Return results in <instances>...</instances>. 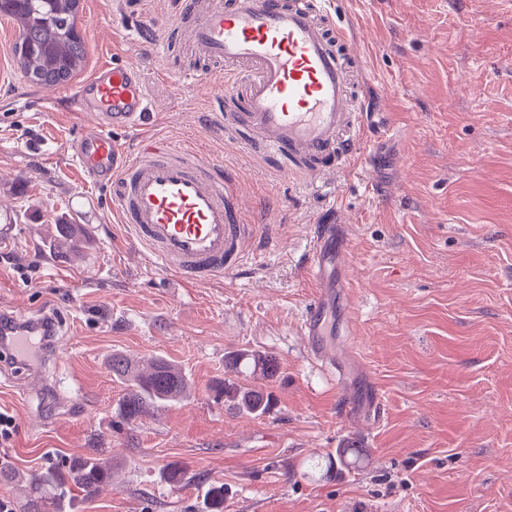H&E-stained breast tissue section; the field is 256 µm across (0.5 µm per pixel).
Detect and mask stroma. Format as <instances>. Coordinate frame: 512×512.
Returning <instances> with one entry per match:
<instances>
[{"instance_id": "obj_1", "label": "stroma", "mask_w": 512, "mask_h": 512, "mask_svg": "<svg viewBox=\"0 0 512 512\" xmlns=\"http://www.w3.org/2000/svg\"><path fill=\"white\" fill-rule=\"evenodd\" d=\"M178 8L81 0L86 66L50 106L15 66L17 30L0 18V313H53L65 350L0 364V409L17 424L0 445V497L22 512L16 475L103 448L118 476L76 512H203L215 484L224 512H512V0H331L358 39L371 114L356 136L364 152L316 179L231 123L243 104L221 102L223 64L180 41L156 55L151 37ZM108 60L141 71L159 118L121 132L130 150L181 145L235 177L247 227L238 270L173 281L117 224L111 189L77 171L90 115L76 90ZM56 224L84 225L82 260L49 249ZM319 224L343 225L349 243L326 339L339 381L300 334ZM237 350L280 363L264 415L217 397ZM115 351L171 361L192 395L126 420ZM71 390L78 399L62 403ZM350 441L362 463L328 472ZM173 465L188 471L177 485L162 477Z\"/></svg>"}]
</instances>
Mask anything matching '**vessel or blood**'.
I'll use <instances>...</instances> for the list:
<instances>
[{
    "label": "vessel or blood",
    "instance_id": "obj_1",
    "mask_svg": "<svg viewBox=\"0 0 512 512\" xmlns=\"http://www.w3.org/2000/svg\"><path fill=\"white\" fill-rule=\"evenodd\" d=\"M329 0H184L154 39L167 54L172 34L186 36L203 60L233 67L229 95L243 102L231 114L259 136L267 153L305 160L320 173L327 160L351 162L353 132L364 110L351 91L344 63L352 38L327 12ZM94 101L93 122L77 144V161L94 183L116 190L114 213L162 271L208 282L234 270L244 257L246 227L234 181L209 158L175 146L144 145L128 152L112 133L144 130L153 120L137 69L102 63L81 85ZM307 270L319 293L302 329L312 361L335 368L324 346L328 266H342L346 247L339 224L320 225Z\"/></svg>",
    "mask_w": 512,
    "mask_h": 512
}]
</instances>
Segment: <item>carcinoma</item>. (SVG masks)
<instances>
[{
    "label": "carcinoma",
    "instance_id": "1",
    "mask_svg": "<svg viewBox=\"0 0 512 512\" xmlns=\"http://www.w3.org/2000/svg\"><path fill=\"white\" fill-rule=\"evenodd\" d=\"M81 0H0V16L15 21L20 38L26 44L24 53L13 54V59L29 83L41 76L43 86H55L58 75L67 83L82 71L86 62L85 43L77 30ZM54 246L77 255L81 251V225H54ZM112 375L126 385L122 401L123 413L129 420L149 409L179 401L191 383L180 368L165 359L156 358L139 367L121 353H112L109 359ZM224 401L244 414H265L272 402V394L264 383L277 378L280 365L267 352L236 351L224 359ZM363 460L358 445L349 444L336 451L330 459L333 467L354 468ZM30 493L24 512H64L74 503L61 501L62 489L70 485L84 496H95L101 487L112 483V460L103 452L77 458L63 470L48 466L28 479ZM224 486L214 485L207 492L208 512H223Z\"/></svg>",
    "mask_w": 512,
    "mask_h": 512
}]
</instances>
